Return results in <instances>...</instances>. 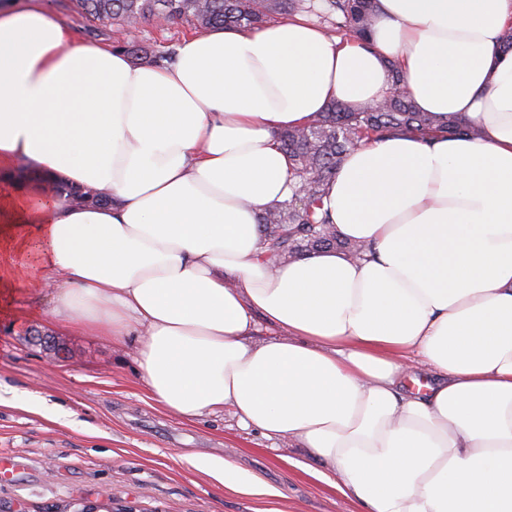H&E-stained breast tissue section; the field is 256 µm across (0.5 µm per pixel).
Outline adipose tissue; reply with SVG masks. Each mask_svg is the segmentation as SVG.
<instances>
[{
	"mask_svg": "<svg viewBox=\"0 0 512 512\" xmlns=\"http://www.w3.org/2000/svg\"><path fill=\"white\" fill-rule=\"evenodd\" d=\"M512 0H377L370 46L303 18L210 29L135 66L0 0V249L57 284L51 316L121 341L156 403L296 439L364 512H512ZM465 135H393L329 185L364 258L269 262L291 194L276 136L387 95ZM111 194L44 200L43 177ZM281 330L257 341L255 318ZM425 366L431 381L403 391Z\"/></svg>",
	"mask_w": 512,
	"mask_h": 512,
	"instance_id": "1",
	"label": "adipose tissue"
}]
</instances>
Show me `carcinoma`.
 <instances>
[{"label":"carcinoma","mask_w":512,"mask_h":512,"mask_svg":"<svg viewBox=\"0 0 512 512\" xmlns=\"http://www.w3.org/2000/svg\"><path fill=\"white\" fill-rule=\"evenodd\" d=\"M375 0H76L90 22H112L126 26L160 19L184 22L198 30L255 28L279 15L314 13L338 34L368 41ZM475 135V124L454 115L439 122L418 111L404 91L389 98L351 110L334 102L305 125L283 131L281 148L293 161L297 186L306 187L307 201L296 207L288 198L258 218L265 255L272 261L296 259L311 253L339 249L352 258L366 248L342 240L330 224L324 207L329 181L341 159L359 144L395 134L427 137L441 134ZM55 195H67L76 205H108L112 197L96 190L83 191L59 180L49 183Z\"/></svg>","instance_id":"obj_1"}]
</instances>
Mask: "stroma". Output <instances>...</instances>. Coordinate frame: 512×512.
<instances>
[{"instance_id":"1","label":"stroma","mask_w":512,"mask_h":512,"mask_svg":"<svg viewBox=\"0 0 512 512\" xmlns=\"http://www.w3.org/2000/svg\"><path fill=\"white\" fill-rule=\"evenodd\" d=\"M45 8L90 41L138 42L161 52L192 35L187 24L107 26L86 20L73 0ZM52 287L16 294L0 308V512H55L83 500H111L119 512H360L297 443L242 429L232 410L186 422L157 405L135 362L133 341L115 342L54 325ZM62 346L45 353L39 335ZM226 459L272 488L245 496L205 467Z\"/></svg>"}]
</instances>
